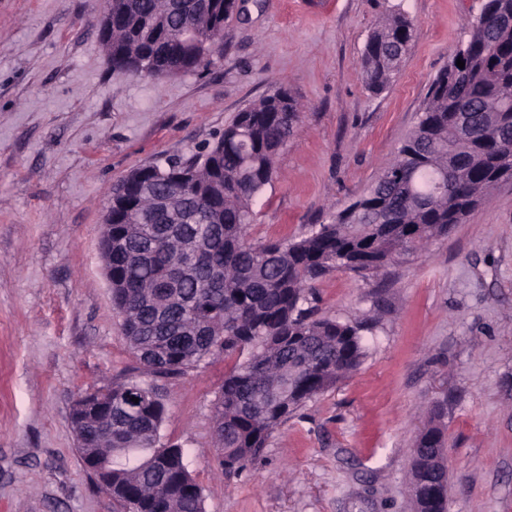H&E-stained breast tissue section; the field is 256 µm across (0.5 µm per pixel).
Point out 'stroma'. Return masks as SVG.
I'll list each match as a JSON object with an SVG mask.
<instances>
[{"label": "stroma", "instance_id": "1", "mask_svg": "<svg viewBox=\"0 0 512 512\" xmlns=\"http://www.w3.org/2000/svg\"><path fill=\"white\" fill-rule=\"evenodd\" d=\"M484 3L241 0L221 58L153 80L112 74L105 0H0V512H117L69 418L81 393L144 377L99 251L112 185L214 142L283 86L298 128L252 202L247 238H298L371 188ZM395 12L412 39L374 95L361 52ZM312 304L372 321L367 355L241 473H225L213 435L232 360L159 379L160 441L183 449L204 512H412L411 451L433 419L447 442V512H512V183L376 275L327 273Z\"/></svg>", "mask_w": 512, "mask_h": 512}]
</instances>
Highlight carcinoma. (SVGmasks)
Wrapping results in <instances>:
<instances>
[{
	"instance_id": "obj_1",
	"label": "carcinoma",
	"mask_w": 512,
	"mask_h": 512,
	"mask_svg": "<svg viewBox=\"0 0 512 512\" xmlns=\"http://www.w3.org/2000/svg\"><path fill=\"white\" fill-rule=\"evenodd\" d=\"M226 0H108L98 19L112 71L137 76L155 61V78L213 63L224 33ZM197 31L187 39L184 30ZM412 36L402 13L367 37L360 67L366 89L382 92ZM465 62L464 68L456 60ZM494 101L496 112L483 105ZM298 107L275 89L238 112L214 145L188 158L168 157L112 185V306L121 333L147 373L183 374L218 353H248L224 376L214 404V442L228 472L256 460L288 415L355 371L366 356V322L318 317L307 306L313 282L333 270L374 275L445 235L499 185L512 165V0H486L478 22L433 79L415 129L369 191L327 224L294 241L253 244L251 202L275 173L294 135ZM420 228L408 237L406 228ZM197 242L192 251L189 242ZM179 264L192 273L174 296L159 292ZM155 385L134 380L94 396L112 418L85 423L98 441L81 459L112 456L113 502L137 499L139 512H204L202 490L178 445L157 447L164 406ZM143 402L141 407L131 398ZM444 433L427 427L412 449L413 512H447L432 495Z\"/></svg>"
}]
</instances>
